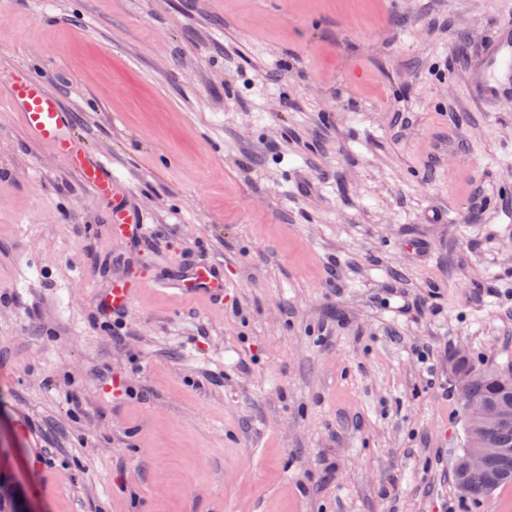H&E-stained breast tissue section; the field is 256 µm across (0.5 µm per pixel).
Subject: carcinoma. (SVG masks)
<instances>
[{"mask_svg": "<svg viewBox=\"0 0 512 512\" xmlns=\"http://www.w3.org/2000/svg\"><path fill=\"white\" fill-rule=\"evenodd\" d=\"M455 367L468 377L472 399L508 412V417L496 424L489 435L502 447L512 450V377L494 371L477 373L468 361L459 362ZM455 480L458 484H467V495L473 498L486 497L498 488L512 485V459L491 458L482 470L464 476L457 473Z\"/></svg>", "mask_w": 512, "mask_h": 512, "instance_id": "obj_1", "label": "carcinoma"}]
</instances>
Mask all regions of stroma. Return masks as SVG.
<instances>
[{"label": "stroma", "instance_id": "stroma-1", "mask_svg": "<svg viewBox=\"0 0 512 512\" xmlns=\"http://www.w3.org/2000/svg\"><path fill=\"white\" fill-rule=\"evenodd\" d=\"M511 16L0 0V83L46 80L116 180L0 98V483L29 512H512L455 484L450 369L512 373V107L468 81ZM197 265L222 302L154 288Z\"/></svg>", "mask_w": 512, "mask_h": 512}]
</instances>
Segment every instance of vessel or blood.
Masks as SVG:
<instances>
[{
	"label": "vessel or blood",
	"mask_w": 512,
	"mask_h": 512,
	"mask_svg": "<svg viewBox=\"0 0 512 512\" xmlns=\"http://www.w3.org/2000/svg\"><path fill=\"white\" fill-rule=\"evenodd\" d=\"M470 80L482 97L512 99V20L500 24L495 39L473 68ZM6 99L13 110L20 112L32 144L49 147L64 156L97 196L113 194L116 182L111 167L101 156L86 152L72 112L44 81L15 72L7 85ZM160 286L216 301L224 298V278L209 266L195 268L177 281H161Z\"/></svg>",
	"instance_id": "vessel-or-blood-1"
}]
</instances>
